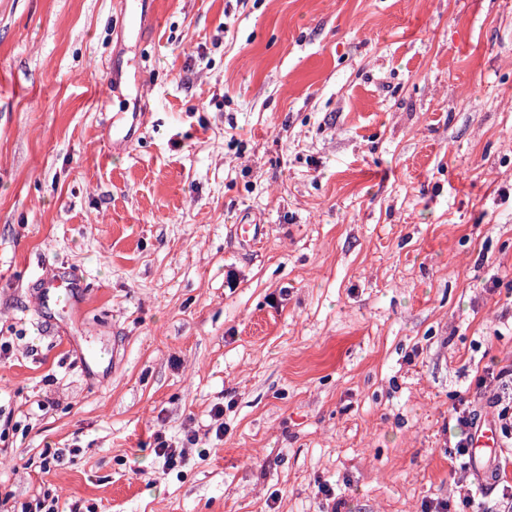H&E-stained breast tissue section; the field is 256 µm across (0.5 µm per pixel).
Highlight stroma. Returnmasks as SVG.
<instances>
[{
	"label": "stroma",
	"instance_id": "obj_1",
	"mask_svg": "<svg viewBox=\"0 0 512 512\" xmlns=\"http://www.w3.org/2000/svg\"><path fill=\"white\" fill-rule=\"evenodd\" d=\"M125 6L0 0V498H457L455 398L512 365V0H145L139 31ZM219 405L167 469L154 432ZM80 281L71 276H62L61 278L50 279L44 282L41 290V304L43 306L48 304H56L61 296V289L63 294L68 295L72 288H80Z\"/></svg>",
	"mask_w": 512,
	"mask_h": 512
}]
</instances>
